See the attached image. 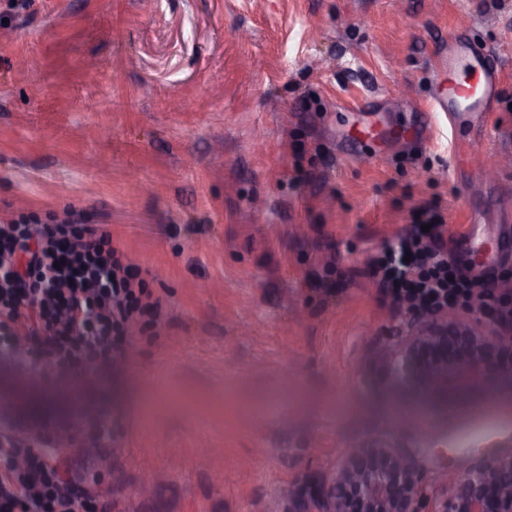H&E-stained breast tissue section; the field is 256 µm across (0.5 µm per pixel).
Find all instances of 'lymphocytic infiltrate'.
I'll list each match as a JSON object with an SVG mask.
<instances>
[{"instance_id": "1", "label": "lymphocytic infiltrate", "mask_w": 512, "mask_h": 512, "mask_svg": "<svg viewBox=\"0 0 512 512\" xmlns=\"http://www.w3.org/2000/svg\"><path fill=\"white\" fill-rule=\"evenodd\" d=\"M442 215L420 211L410 231L392 238L371 265L394 295L427 308L485 290L442 243ZM160 297L119 259L110 232L77 219L0 224V357L51 379L123 363L128 332L158 312ZM0 446V512H93L54 461L40 454L17 464Z\"/></svg>"}]
</instances>
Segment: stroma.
Masks as SVG:
<instances>
[{"label":"stroma","mask_w":512,"mask_h":512,"mask_svg":"<svg viewBox=\"0 0 512 512\" xmlns=\"http://www.w3.org/2000/svg\"><path fill=\"white\" fill-rule=\"evenodd\" d=\"M460 28L504 72L490 132L353 140L416 126ZM428 206L475 223L448 249L512 308V0H0V220L77 213L164 300L122 370L49 387L0 363V416L65 433L100 512H288L385 440L431 512L512 452V381L444 401L376 371L413 309L370 265Z\"/></svg>","instance_id":"35a3bbf8"}]
</instances>
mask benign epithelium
<instances>
[{"label":"benign epithelium","mask_w":512,"mask_h":512,"mask_svg":"<svg viewBox=\"0 0 512 512\" xmlns=\"http://www.w3.org/2000/svg\"><path fill=\"white\" fill-rule=\"evenodd\" d=\"M383 369L395 389L424 386L446 395L512 379V324L497 332L446 309L418 311L413 323L386 337ZM422 478L396 448L347 449L313 494L291 499L288 512H422ZM434 512H512V453L480 457L436 498Z\"/></svg>","instance_id":"1"}]
</instances>
